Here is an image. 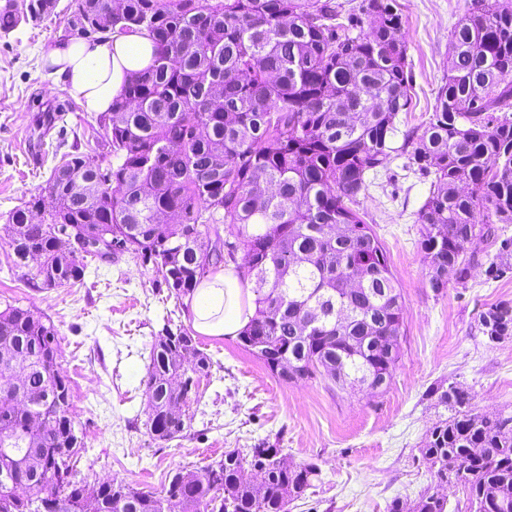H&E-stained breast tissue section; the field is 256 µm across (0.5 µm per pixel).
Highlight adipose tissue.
<instances>
[{"label": "adipose tissue", "mask_w": 512, "mask_h": 512, "mask_svg": "<svg viewBox=\"0 0 512 512\" xmlns=\"http://www.w3.org/2000/svg\"><path fill=\"white\" fill-rule=\"evenodd\" d=\"M42 55L54 66L64 90L85 111L102 114L123 92L131 72L150 64L153 43L144 34L114 32L95 39H62L44 47ZM255 299L227 269L204 281L187 303L196 331L235 337L253 316Z\"/></svg>", "instance_id": "obj_1"}]
</instances>
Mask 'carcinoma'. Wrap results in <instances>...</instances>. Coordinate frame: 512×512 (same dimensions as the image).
I'll return each mask as SVG.
<instances>
[{"instance_id":"carcinoma-1","label":"carcinoma","mask_w":512,"mask_h":512,"mask_svg":"<svg viewBox=\"0 0 512 512\" xmlns=\"http://www.w3.org/2000/svg\"><path fill=\"white\" fill-rule=\"evenodd\" d=\"M57 0H0V35L55 13ZM371 18L368 31L360 27ZM80 36L119 29L153 40V60L131 74L110 112L115 163L69 155L62 165L111 185L76 196L53 184L55 206L32 222L41 197L9 214L13 235L43 256L34 279L84 280L88 255L71 258L54 230L89 239L108 233L113 251H133L181 296L227 262L253 283L256 310L240 345L279 378L325 374L339 389L390 384L401 355L403 304L381 242L353 209L387 169L398 116L412 104L403 14L397 0H74ZM448 80L422 132L406 138L410 167L434 176L418 213L430 287L464 284L480 245L492 281L512 274V9L471 0L450 32ZM485 220L475 221L479 212ZM243 252L242 262L236 253ZM489 344L512 339V300L479 316ZM208 374L211 359L185 331L155 337L145 380V426L160 443L180 436L178 412L192 388L183 364ZM21 365L26 402L0 395V484L25 470L26 496H0V512H30L42 496H65L73 512H288L320 474L313 462L284 467L283 449H233L200 470H178L163 494L120 482L77 479L84 448L70 416V388L57 364V331L30 309H0V368ZM298 377H285L282 362ZM426 397L449 416L419 449L441 483L462 474L476 512H512V416L472 413L454 383ZM265 466L251 482L243 463ZM413 512H448L426 489Z\"/></svg>"}]
</instances>
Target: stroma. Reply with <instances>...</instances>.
I'll return each instance as SVG.
<instances>
[{
    "label": "stroma",
    "instance_id": "obj_1",
    "mask_svg": "<svg viewBox=\"0 0 512 512\" xmlns=\"http://www.w3.org/2000/svg\"><path fill=\"white\" fill-rule=\"evenodd\" d=\"M412 85L395 145L422 131L448 76L452 26L469 0H398ZM71 0L54 15L0 37V308L44 313L58 330V363L71 388L70 414L84 433L77 463L88 482L123 481L155 493L176 470H197L224 451L277 440L291 464L317 463L318 480L289 512H387L400 499L411 512L431 475L419 450L448 413L426 400L433 384L457 383L479 415L512 413V340L486 344L479 314L512 300V277L487 280L475 267L466 285L435 294L418 247V212L429 179L397 155L357 209L382 243L401 290L405 335L390 386L381 393L339 390L323 376L287 382L232 337L198 335L212 359L184 407L182 437L156 443L144 426L145 373L163 327L192 331L185 298L138 255L88 260L83 283L39 288L33 266L13 267L8 215L34 195L64 156L80 151L101 167L112 161L94 113L62 89L43 64V45L70 35Z\"/></svg>",
    "mask_w": 512,
    "mask_h": 512
}]
</instances>
